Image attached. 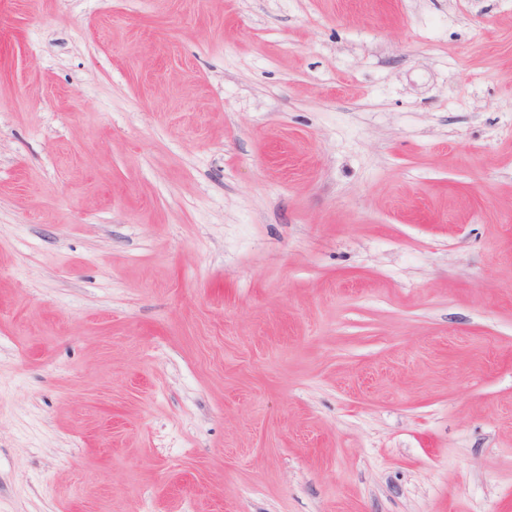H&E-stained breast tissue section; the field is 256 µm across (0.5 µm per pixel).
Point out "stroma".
<instances>
[{
  "label": "stroma",
  "instance_id": "35a3bbf8",
  "mask_svg": "<svg viewBox=\"0 0 512 512\" xmlns=\"http://www.w3.org/2000/svg\"><path fill=\"white\" fill-rule=\"evenodd\" d=\"M0 512H512V0H0Z\"/></svg>",
  "mask_w": 512,
  "mask_h": 512
}]
</instances>
